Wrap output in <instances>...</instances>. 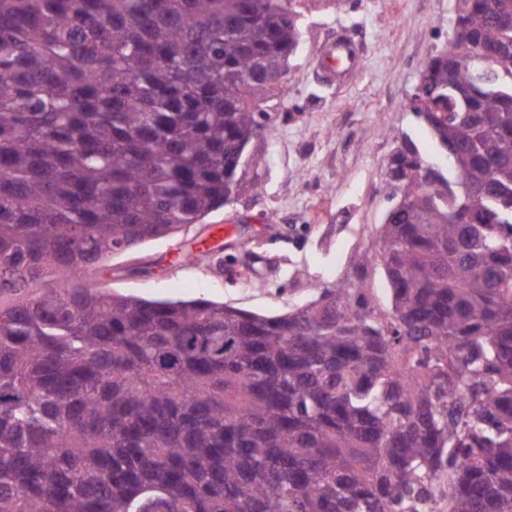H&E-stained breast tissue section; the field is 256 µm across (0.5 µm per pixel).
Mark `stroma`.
I'll return each mask as SVG.
<instances>
[{"label":"stroma","mask_w":512,"mask_h":512,"mask_svg":"<svg viewBox=\"0 0 512 512\" xmlns=\"http://www.w3.org/2000/svg\"><path fill=\"white\" fill-rule=\"evenodd\" d=\"M454 0H309L288 91L263 107L270 130L252 141L249 192L172 236L112 257L88 283L151 300L204 298L265 315L313 300L374 238L393 202L383 190L394 134L431 164L446 159L415 116L421 74L451 30ZM361 52L346 82L325 84L318 51L336 35Z\"/></svg>","instance_id":"35a3bbf8"}]
</instances>
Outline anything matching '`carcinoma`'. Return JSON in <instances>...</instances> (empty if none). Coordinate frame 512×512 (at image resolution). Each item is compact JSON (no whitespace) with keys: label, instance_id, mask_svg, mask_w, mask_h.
<instances>
[{"label":"carcinoma","instance_id":"carcinoma-1","mask_svg":"<svg viewBox=\"0 0 512 512\" xmlns=\"http://www.w3.org/2000/svg\"><path fill=\"white\" fill-rule=\"evenodd\" d=\"M301 2L0 0V512H512V0H455L448 171L393 135L407 205L316 299L84 283L248 192Z\"/></svg>","mask_w":512,"mask_h":512}]
</instances>
